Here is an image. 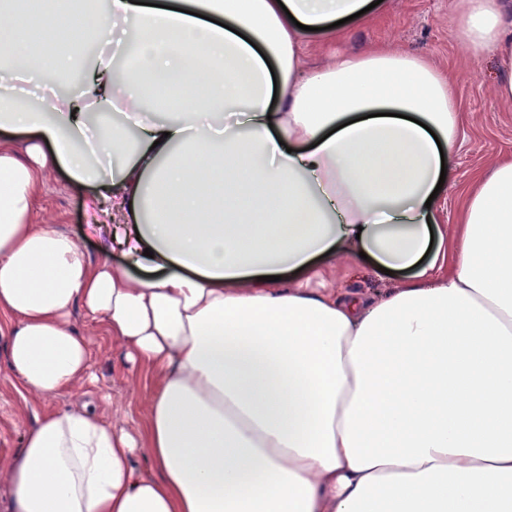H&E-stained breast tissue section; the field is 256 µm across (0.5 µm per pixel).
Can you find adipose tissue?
Returning a JSON list of instances; mask_svg holds the SVG:
<instances>
[{"instance_id":"obj_1","label":"adipose tissue","mask_w":512,"mask_h":512,"mask_svg":"<svg viewBox=\"0 0 512 512\" xmlns=\"http://www.w3.org/2000/svg\"><path fill=\"white\" fill-rule=\"evenodd\" d=\"M371 2L109 0L79 37L78 0L24 25L29 0H0V46L44 83L108 30L125 57L37 111L0 95V131L31 141L24 160L0 148L9 368L37 395L90 379L78 305L151 376L139 435L86 403L38 419L0 467L12 512H512V154L475 175L453 270L432 276L452 77L402 47L298 69L309 28L345 33ZM459 8L460 40L512 74V0ZM173 81L196 109L142 118ZM116 111L132 125L90 120ZM50 166L94 187L98 262L31 223ZM345 247L412 275L373 301L313 287Z\"/></svg>"}]
</instances>
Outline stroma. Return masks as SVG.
Listing matches in <instances>:
<instances>
[{"label": "stroma", "instance_id": "35a3bbf8", "mask_svg": "<svg viewBox=\"0 0 512 512\" xmlns=\"http://www.w3.org/2000/svg\"><path fill=\"white\" fill-rule=\"evenodd\" d=\"M459 0H383L374 17L354 28L345 40L313 39L302 47L307 67L330 62L335 52L366 53L403 46L427 57L439 70L454 75L456 97L464 122L454 146L457 179L449 184L438 213L445 245H452L464 189L472 172L491 170L501 155L512 152V103L499 100L497 85L506 74L493 53L467 47L457 37ZM85 188L62 169L46 173L33 220L80 239L90 259H98V244L86 234L89 217ZM322 284L339 292L375 297L401 287L403 279L365 265L355 267L349 250L321 263ZM73 327L92 339L93 378L83 386L45 397L30 395L10 372L0 346V463L20 448L25 432L45 413L89 398L97 399L100 416L114 426L135 430L146 420L141 404L149 376L132 368L118 340L106 336L82 309H74Z\"/></svg>", "mask_w": 512, "mask_h": 512}]
</instances>
